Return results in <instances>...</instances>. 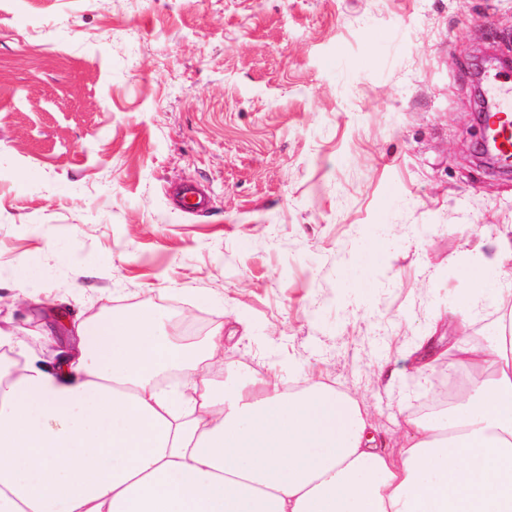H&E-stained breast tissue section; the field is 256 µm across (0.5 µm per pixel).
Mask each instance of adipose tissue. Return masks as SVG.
Wrapping results in <instances>:
<instances>
[{"instance_id": "obj_1", "label": "adipose tissue", "mask_w": 512, "mask_h": 512, "mask_svg": "<svg viewBox=\"0 0 512 512\" xmlns=\"http://www.w3.org/2000/svg\"><path fill=\"white\" fill-rule=\"evenodd\" d=\"M492 273L512 275V242L466 273L454 362L475 383L406 416L395 455L327 384L215 386L219 328L188 347L153 309L102 314L48 365L0 331V512H512V305L491 342L468 333Z\"/></svg>"}]
</instances>
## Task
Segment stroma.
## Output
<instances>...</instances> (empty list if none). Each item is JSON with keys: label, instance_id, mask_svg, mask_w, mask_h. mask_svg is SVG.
<instances>
[{"label": "stroma", "instance_id": "stroma-1", "mask_svg": "<svg viewBox=\"0 0 512 512\" xmlns=\"http://www.w3.org/2000/svg\"><path fill=\"white\" fill-rule=\"evenodd\" d=\"M492 54L512 0H0V328L47 363L59 309L220 327L239 380L331 385L389 449L512 238V177L473 155ZM511 296L489 277L470 334ZM511 264L512 242L505 239L500 243L497 253L491 262L488 264L477 263L468 269L466 277L469 282V288L464 293L461 304L465 310L464 312H469L472 307L481 302L485 283L491 271H494L498 276L504 275L511 278Z\"/></svg>", "mask_w": 512, "mask_h": 512}]
</instances>
